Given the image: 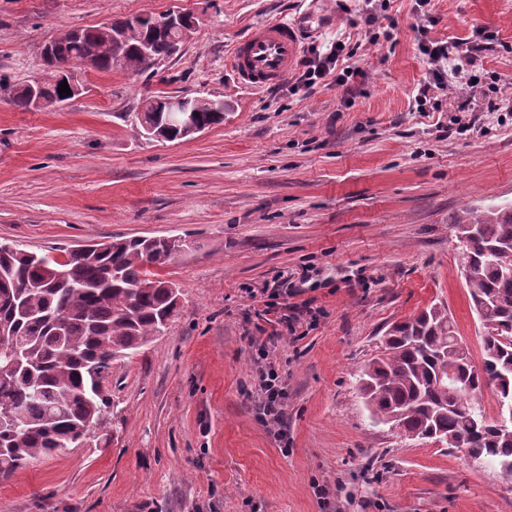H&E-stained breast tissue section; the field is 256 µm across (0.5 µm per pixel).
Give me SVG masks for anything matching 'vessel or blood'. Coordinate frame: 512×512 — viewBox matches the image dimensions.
Returning <instances> with one entry per match:
<instances>
[{
  "instance_id": "b4317fda",
  "label": "vessel or blood",
  "mask_w": 512,
  "mask_h": 512,
  "mask_svg": "<svg viewBox=\"0 0 512 512\" xmlns=\"http://www.w3.org/2000/svg\"><path fill=\"white\" fill-rule=\"evenodd\" d=\"M301 47L299 25L260 24L233 45L229 67L242 84L259 89L284 80L297 64Z\"/></svg>"
}]
</instances>
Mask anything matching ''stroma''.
Wrapping results in <instances>:
<instances>
[{
	"mask_svg": "<svg viewBox=\"0 0 512 512\" xmlns=\"http://www.w3.org/2000/svg\"><path fill=\"white\" fill-rule=\"evenodd\" d=\"M0 0V241L71 250L115 237L184 236L166 267L168 328L114 361L104 448L74 446L0 480V512H512V479L463 452L375 424L357 376L389 324L444 304L480 354L484 328L459 269L454 220L512 204V0ZM200 18L180 55L132 74L85 70L60 108L23 110L10 86L43 70L59 34L140 14ZM304 24L303 45H358L349 88L254 90L225 65L252 27ZM485 33L471 88L438 109L415 97L421 34ZM211 95L224 122L146 139L149 97ZM279 283L302 310L273 360L288 441L258 419L253 355L273 331L255 311Z\"/></svg>",
	"mask_w": 512,
	"mask_h": 512,
	"instance_id": "stroma-1",
	"label": "stroma"
}]
</instances>
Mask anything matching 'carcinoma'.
Masks as SVG:
<instances>
[{"label":"carcinoma","instance_id":"carcinoma-1","mask_svg":"<svg viewBox=\"0 0 512 512\" xmlns=\"http://www.w3.org/2000/svg\"><path fill=\"white\" fill-rule=\"evenodd\" d=\"M152 15L69 31L43 57L46 106L68 100L60 84L64 65L86 62L97 71L134 74L171 56V38ZM124 38L112 55V34ZM168 96L131 113L135 132L150 139L188 136L165 124ZM198 123H224V102L191 100ZM462 244L461 276L473 310L499 323L483 338L480 362L458 341L445 306L432 303L394 324L382 350L359 375L374 422L393 424L410 439L462 444L476 464L512 474V204L463 209L454 221ZM191 248L182 236L123 238L94 245L88 254L33 253L0 242V333L19 343L16 364L0 354V478L74 445L100 424L109 399L103 379L112 361L129 357L162 335L178 307L179 289L157 270ZM492 391L501 416L489 419L479 396Z\"/></svg>","mask_w":512,"mask_h":512}]
</instances>
